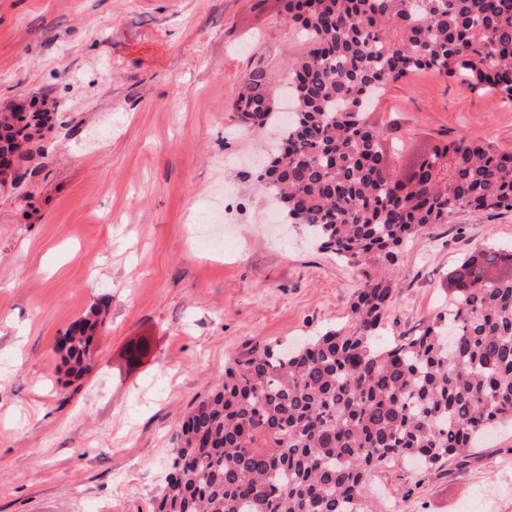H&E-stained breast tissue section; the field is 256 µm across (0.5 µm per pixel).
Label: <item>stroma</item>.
I'll return each instance as SVG.
<instances>
[{
  "mask_svg": "<svg viewBox=\"0 0 512 512\" xmlns=\"http://www.w3.org/2000/svg\"><path fill=\"white\" fill-rule=\"evenodd\" d=\"M304 44L280 0H0V114L51 115L0 185V512H152L181 418L230 358L344 326L363 274L269 223L248 166L272 131L231 103ZM373 121L410 148L458 135L512 150V107L430 73L390 83ZM231 207L224 249L192 216ZM512 245V210H460L407 243L378 342L448 307L460 261ZM107 299L94 366L58 336ZM377 512H512V426L470 456L376 472Z\"/></svg>",
  "mask_w": 512,
  "mask_h": 512,
  "instance_id": "35a3bbf8",
  "label": "stroma"
}]
</instances>
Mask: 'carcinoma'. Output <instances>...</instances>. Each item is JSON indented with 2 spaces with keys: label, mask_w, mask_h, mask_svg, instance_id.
<instances>
[{
  "label": "carcinoma",
  "mask_w": 512,
  "mask_h": 512,
  "mask_svg": "<svg viewBox=\"0 0 512 512\" xmlns=\"http://www.w3.org/2000/svg\"><path fill=\"white\" fill-rule=\"evenodd\" d=\"M284 10L305 50L287 67L295 110L256 180L320 250L370 270L348 324L229 363L179 424L154 512H373L364 491L381 468L465 458L486 431L512 424V274L499 271L512 250L464 258L448 313L376 344L402 245L460 209H512V151L441 140L400 180L388 172L387 128L366 117L388 84L420 71L511 105L512 0H284ZM278 82L263 68L246 75L232 104L241 122L275 121ZM49 119L0 120V150ZM105 314L97 303L62 334L67 376L90 370Z\"/></svg>",
  "instance_id": "1"
}]
</instances>
